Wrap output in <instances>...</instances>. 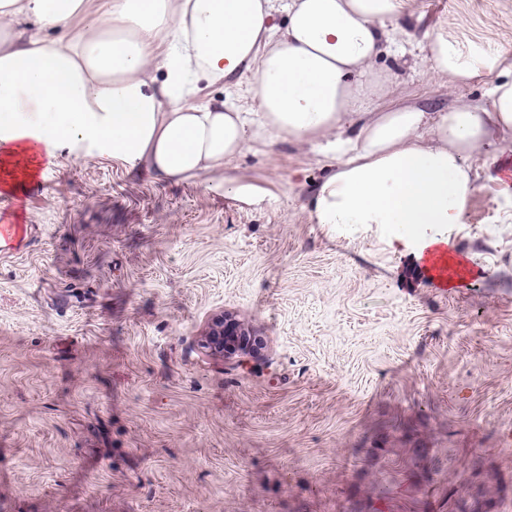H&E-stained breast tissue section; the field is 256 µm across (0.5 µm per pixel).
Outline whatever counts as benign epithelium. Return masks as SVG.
<instances>
[{
  "mask_svg": "<svg viewBox=\"0 0 512 512\" xmlns=\"http://www.w3.org/2000/svg\"><path fill=\"white\" fill-rule=\"evenodd\" d=\"M203 344L224 358L234 370H253L251 362L260 359L259 339L250 334L232 315L220 312L213 315L203 334Z\"/></svg>",
  "mask_w": 512,
  "mask_h": 512,
  "instance_id": "7a95c632",
  "label": "benign epithelium"
}]
</instances>
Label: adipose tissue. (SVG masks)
I'll return each instance as SVG.
<instances>
[{
	"label": "adipose tissue",
	"mask_w": 512,
	"mask_h": 512,
	"mask_svg": "<svg viewBox=\"0 0 512 512\" xmlns=\"http://www.w3.org/2000/svg\"><path fill=\"white\" fill-rule=\"evenodd\" d=\"M408 0H0V190H26L61 159H111L167 181L206 179L249 204L261 188L225 176L252 141L311 145L328 175L319 224L380 226L416 257L450 241L480 175L475 152L512 150V79L487 104L445 112L366 102L388 79L373 67ZM84 23L75 39L45 29ZM432 73L465 82L512 69L505 53L470 58L444 35L425 47ZM252 73L258 109L201 101Z\"/></svg>",
	"instance_id": "ef3b65f1"
}]
</instances>
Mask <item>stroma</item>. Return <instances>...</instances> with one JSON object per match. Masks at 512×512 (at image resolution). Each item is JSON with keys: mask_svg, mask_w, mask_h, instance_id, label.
I'll return each mask as SVG.
<instances>
[{"mask_svg": "<svg viewBox=\"0 0 512 512\" xmlns=\"http://www.w3.org/2000/svg\"><path fill=\"white\" fill-rule=\"evenodd\" d=\"M373 66L388 102L484 103L496 74L432 75L443 34L512 57V0H409ZM249 205L108 159L61 163L0 224V512H501L512 500V212L487 184L430 280L380 227L317 224L309 146L255 142ZM265 342L228 369L212 314ZM24 232L23 224L0 225V256L4 258L16 251L15 243H18Z\"/></svg>", "mask_w": 512, "mask_h": 512, "instance_id": "35a3bbf8", "label": "stroma"}]
</instances>
